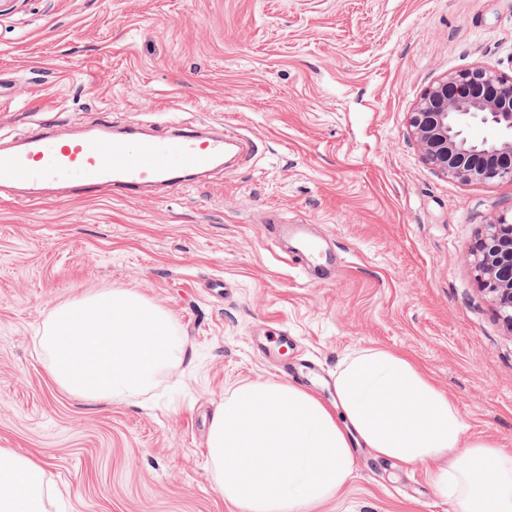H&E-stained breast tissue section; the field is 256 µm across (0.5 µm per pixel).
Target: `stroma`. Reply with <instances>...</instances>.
<instances>
[{
	"mask_svg": "<svg viewBox=\"0 0 512 512\" xmlns=\"http://www.w3.org/2000/svg\"><path fill=\"white\" fill-rule=\"evenodd\" d=\"M477 64L512 76V0H0V142L164 113L256 143L163 198L0 194V448L43 461L48 512H237L207 438L225 396L276 380L260 323L331 374L365 348L411 356L468 438L512 455V332L467 259L512 181L437 173L409 126L428 87ZM270 212L339 248L330 280L283 262ZM112 290L164 310L186 355L91 403L40 339L55 308ZM432 469L356 449L312 512H454Z\"/></svg>",
	"mask_w": 512,
	"mask_h": 512,
	"instance_id": "stroma-1",
	"label": "stroma"
}]
</instances>
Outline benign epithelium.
I'll return each mask as SVG.
<instances>
[{"label": "benign epithelium", "mask_w": 512, "mask_h": 512, "mask_svg": "<svg viewBox=\"0 0 512 512\" xmlns=\"http://www.w3.org/2000/svg\"><path fill=\"white\" fill-rule=\"evenodd\" d=\"M425 161L462 181L512 180V79L473 67L433 84L411 112ZM479 288L512 331V217L484 226L470 250Z\"/></svg>", "instance_id": "7a95c632"}]
</instances>
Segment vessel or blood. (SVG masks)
Here are the masks:
<instances>
[{"label": "vessel or blood", "instance_id": "obj_1", "mask_svg": "<svg viewBox=\"0 0 512 512\" xmlns=\"http://www.w3.org/2000/svg\"><path fill=\"white\" fill-rule=\"evenodd\" d=\"M226 149L223 137L177 119L124 128L105 119L75 134L39 124L14 146L0 149V192L37 201L48 188L84 198L108 191L133 201L149 189L165 194L197 185L223 167ZM288 260L313 271L335 266L336 254L303 236ZM259 342L265 353L279 356L288 335L267 326Z\"/></svg>", "mask_w": 512, "mask_h": 512}]
</instances>
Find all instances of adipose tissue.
<instances>
[{
    "mask_svg": "<svg viewBox=\"0 0 512 512\" xmlns=\"http://www.w3.org/2000/svg\"><path fill=\"white\" fill-rule=\"evenodd\" d=\"M335 405L289 383L234 390L219 406L209 459L239 512H307L350 478L353 449L431 474L456 512H512V455L466 438L456 405L411 357L368 348L335 376ZM41 461L0 448V512H47Z\"/></svg>",
    "mask_w": 512,
    "mask_h": 512,
    "instance_id": "1",
    "label": "adipose tissue"
}]
</instances>
